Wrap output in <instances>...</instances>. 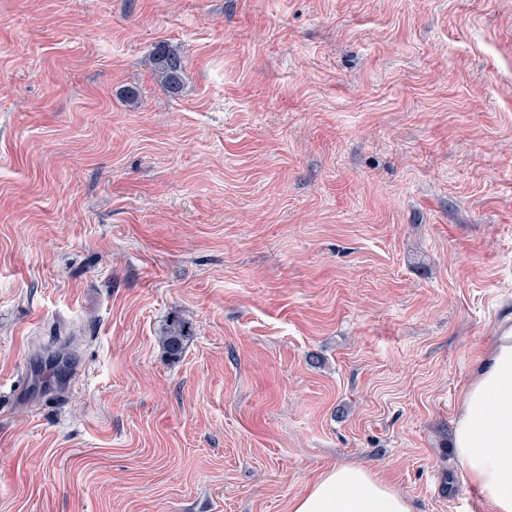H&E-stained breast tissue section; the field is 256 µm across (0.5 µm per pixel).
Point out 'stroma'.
Here are the masks:
<instances>
[{
  "instance_id": "obj_1",
  "label": "stroma",
  "mask_w": 512,
  "mask_h": 512,
  "mask_svg": "<svg viewBox=\"0 0 512 512\" xmlns=\"http://www.w3.org/2000/svg\"><path fill=\"white\" fill-rule=\"evenodd\" d=\"M509 313L512 0H0V512H487ZM155 75L165 89L173 95L180 92L184 74L181 53L168 44H159L150 59ZM453 448L488 512H512V319L461 390ZM185 338L183 323L173 321L162 336L163 348L171 357L177 358L182 354ZM289 512L414 511L411 500L380 473L362 464L345 463L312 480L291 500Z\"/></svg>"
}]
</instances>
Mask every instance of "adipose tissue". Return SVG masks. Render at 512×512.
<instances>
[{"mask_svg": "<svg viewBox=\"0 0 512 512\" xmlns=\"http://www.w3.org/2000/svg\"><path fill=\"white\" fill-rule=\"evenodd\" d=\"M453 448L489 512H512V321L498 325L461 390ZM289 512H413V504L380 473L345 463L312 480Z\"/></svg>", "mask_w": 512, "mask_h": 512, "instance_id": "1", "label": "adipose tissue"}]
</instances>
